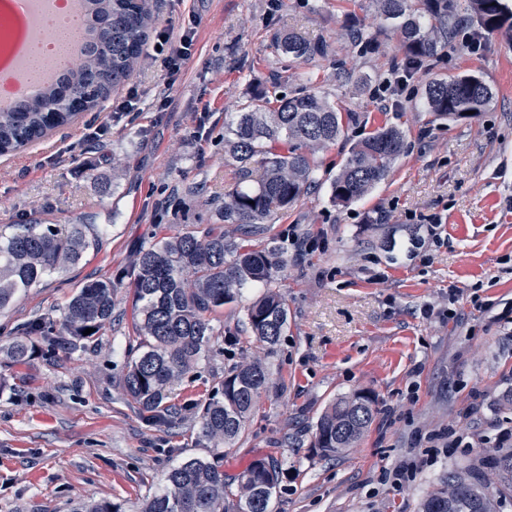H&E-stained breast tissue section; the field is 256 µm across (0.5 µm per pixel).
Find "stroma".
<instances>
[{"instance_id": "35a3bbf8", "label": "stroma", "mask_w": 512, "mask_h": 512, "mask_svg": "<svg viewBox=\"0 0 512 512\" xmlns=\"http://www.w3.org/2000/svg\"><path fill=\"white\" fill-rule=\"evenodd\" d=\"M157 28L194 34L182 74L166 87L159 63L140 58L134 111L85 113L14 155L0 157L1 224H92L98 246L0 311V338L37 318L59 320L80 283L127 275L141 247L215 223L235 167L224 119L257 91L302 83L357 113L344 140L317 155L321 185L280 215L268 235L288 251L278 283L288 331L261 353L243 303L211 317L212 351L169 393L204 401L224 373L263 355L272 382L236 447L205 448L195 429L150 427L122 394L136 336L132 288L119 290L112 322L84 348L56 345L23 366L0 357V512H70L108 501L122 512L165 483L187 456L234 475L275 458L274 512H417L453 470L492 479L495 454L512 450V41L470 24L453 50L415 69L408 91L383 102L403 54L373 0H156ZM374 33L372 50L347 34ZM292 29L327 43V56L277 52ZM481 43L467 52V41ZM353 74L336 83L337 67ZM475 73L493 86L488 108L463 122L426 112L431 79ZM166 92L159 107L156 93ZM400 125L405 150L388 177L349 206L330 181L353 141ZM107 132L95 137L99 125ZM438 225L429 235L428 225ZM306 238L307 249L297 241ZM370 395L376 413L353 448H313L334 399ZM409 472L402 486L393 473Z\"/></svg>"}]
</instances>
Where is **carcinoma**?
<instances>
[{
    "mask_svg": "<svg viewBox=\"0 0 512 512\" xmlns=\"http://www.w3.org/2000/svg\"><path fill=\"white\" fill-rule=\"evenodd\" d=\"M90 12L79 61L63 71L38 99H20L0 111V156L11 155L66 127L83 112L107 100L130 77L148 32L156 23L150 0H89ZM389 31L403 49L401 68L413 70L451 45L460 24L474 21L490 33L512 40V7L507 0H373ZM275 48L309 61L327 46L296 32L276 36ZM494 99V89L476 74L435 78L425 85L423 105L435 119L458 122L479 114ZM356 121L326 96L307 89L284 95L271 106L267 93L224 119V152L237 164V182L224 192L220 223L197 234L178 232L140 250L133 261L131 286L138 303L137 343L120 386L150 426H176L191 419L198 439L213 448L231 447L271 383L260 358L224 373L221 388L195 403L191 416L167 403V389L208 357L213 339L210 315L234 304L247 288L261 294L246 308L255 341L271 351L288 330V305L277 289L288 269L284 248L269 241L251 243L280 214L301 203L318 183L315 155L333 145ZM405 135L385 124L350 149L343 169L330 183V198L346 206L360 200L390 172L403 153ZM261 155L264 170L254 177L250 160ZM234 224L240 234L224 233ZM87 224H22L0 233V309L47 276L77 264L96 244ZM123 278L88 280L77 288L59 322L33 321L0 344L15 365L31 357L36 340L51 346L67 339L77 349L112 322ZM87 328L94 332L85 335ZM375 414L364 394L331 403L316 423L314 447L324 456L342 453L361 438ZM496 481L450 473L420 502L418 512H497V499L512 493V452L494 461ZM280 485L278 463L258 459L229 481L221 466L189 456L171 468L164 488L143 500L138 512H273ZM71 512H121L109 502L75 505Z\"/></svg>",
    "mask_w": 512,
    "mask_h": 512,
    "instance_id": "cac0c4a2",
    "label": "carcinoma"
}]
</instances>
